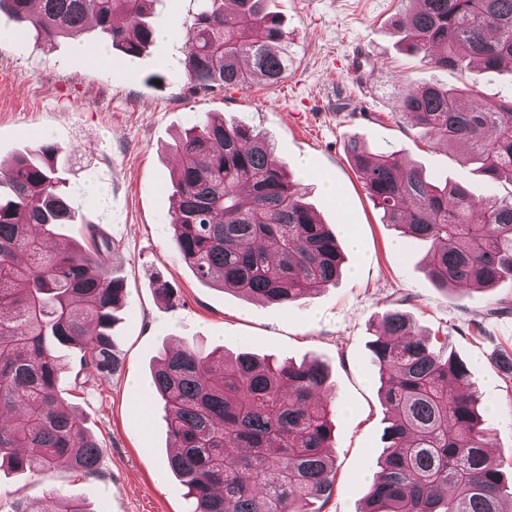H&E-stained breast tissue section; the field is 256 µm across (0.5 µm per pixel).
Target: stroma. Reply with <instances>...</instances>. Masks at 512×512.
Segmentation results:
<instances>
[{"mask_svg": "<svg viewBox=\"0 0 512 512\" xmlns=\"http://www.w3.org/2000/svg\"><path fill=\"white\" fill-rule=\"evenodd\" d=\"M269 8L286 32L284 78L206 91L183 77L197 0H160L153 21L163 34L135 57L111 49L95 27L82 38L86 54H75L68 39L49 48L18 35L13 20L0 15V161L45 141L61 148L77 220L60 228V238L81 239L86 224L96 225L112 242L108 272L125 288L114 327L120 371L106 380L70 355L61 372L64 398L102 447L99 475L63 464L43 474L0 469V512L49 489L84 500L92 512H190L168 466L162 406L130 389L149 379L164 352L184 345L325 364L328 381L316 399L336 413V486L318 507L360 512L388 425L371 342L381 313L398 303L414 334L442 340L445 352L466 363L496 455L512 474V380L497 368L503 353H512V313L489 314L498 299H512V282L437 288L427 274L428 243L401 242L382 222L346 155L356 138L462 183L473 198L510 195L512 184L464 163V149L435 144L400 115L395 94L402 81L439 82L493 101L512 92V73L473 64L443 71L408 52L391 22L412 10L411 0H269ZM98 52L104 60H95ZM209 113L262 130L290 172L310 168L301 181L307 200L346 257L337 284L283 307L199 281L179 259L170 225V176L179 163L172 145ZM328 183L335 194L325 192ZM160 280L173 288L172 300L158 296Z\"/></svg>", "mask_w": 512, "mask_h": 512, "instance_id": "stroma-1", "label": "stroma"}]
</instances>
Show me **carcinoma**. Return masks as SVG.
I'll return each instance as SVG.
<instances>
[{"instance_id":"obj_1","label":"carcinoma","mask_w":512,"mask_h":512,"mask_svg":"<svg viewBox=\"0 0 512 512\" xmlns=\"http://www.w3.org/2000/svg\"><path fill=\"white\" fill-rule=\"evenodd\" d=\"M158 0H0L25 32L46 44L76 39L93 21L112 48L142 54L157 30ZM200 0L187 30L184 75L194 87L278 83L288 52L266 0ZM392 25L433 67L512 69V0H415ZM400 114L437 144L465 146L494 181L512 183V93L486 102L430 83L401 87ZM171 217L179 257L203 282L287 306L336 283L345 262L336 234L305 201L263 131L205 116L174 144ZM348 151L381 218L430 243L428 271L441 288H494L512 281V195L473 199L396 151ZM60 148L0 164V468L41 473L62 461L99 471L101 446L61 398L58 351L108 378L120 367L112 326L123 284L107 272L112 243L88 227L82 243L56 240L76 211L59 175ZM372 341L390 426L363 512H509L502 461L477 409L466 364L412 334L398 307L381 315ZM319 361L233 358L183 346L152 372L178 451L169 467L193 512H311L336 481L334 424L314 394L327 382ZM44 512H90L50 493Z\"/></svg>"}]
</instances>
